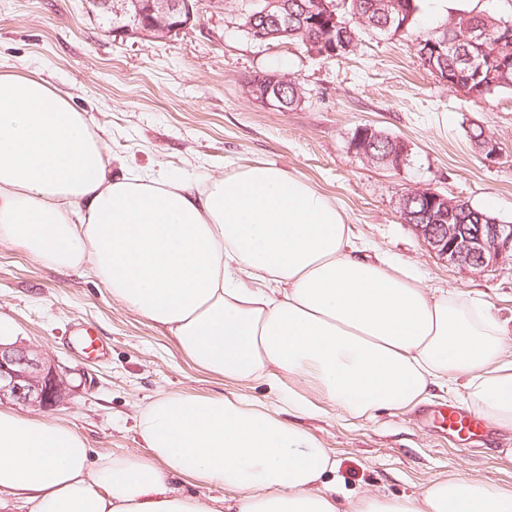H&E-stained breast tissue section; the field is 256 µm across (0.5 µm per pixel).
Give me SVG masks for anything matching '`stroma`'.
I'll list each match as a JSON object with an SVG mask.
<instances>
[{
	"mask_svg": "<svg viewBox=\"0 0 512 512\" xmlns=\"http://www.w3.org/2000/svg\"><path fill=\"white\" fill-rule=\"evenodd\" d=\"M242 0L214 11L199 0L195 23L179 37L119 39L93 19L87 0H0V71L35 74L86 112L102 134L113 174L177 175L189 182L245 164H272L306 179L343 211L357 242L408 265L427 288L457 289L512 318V259L465 274L438 259L400 218L399 201L431 188L512 223V93L476 102L431 74L417 58L416 39L435 35L448 15L430 0L409 33L360 29L342 58L310 55L297 43L258 45L239 26ZM299 82L304 100L284 112L250 92L255 75ZM373 125L409 146L399 169L377 166L350 145L357 126ZM500 142L490 163L475 151L469 127ZM0 317L17 342L53 359L72 390L53 410L26 415L70 426L94 455L146 456L136 434L140 410L165 393L236 396L265 405L310 432L336 460V485L346 495L419 494L448 477L479 479L512 492V468L494 449L512 448V431L451 436L425 423L423 410L461 406L454 383L423 407L347 416L322 388L303 377L291 385L314 410L295 414L264 380L236 381L194 364L177 341L114 299L90 273L49 267L24 248L0 242ZM88 325L106 349L82 351L74 334Z\"/></svg>",
	"mask_w": 512,
	"mask_h": 512,
	"instance_id": "obj_1",
	"label": "stroma"
}]
</instances>
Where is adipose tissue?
Returning a JSON list of instances; mask_svg holds the SVG:
<instances>
[{"instance_id": "adipose-tissue-1", "label": "adipose tissue", "mask_w": 512, "mask_h": 512, "mask_svg": "<svg viewBox=\"0 0 512 512\" xmlns=\"http://www.w3.org/2000/svg\"><path fill=\"white\" fill-rule=\"evenodd\" d=\"M88 269L210 373L267 380L298 410L306 375L353 416L418 405L464 379L465 403L512 430V326L437 295L356 244L336 204L266 164L200 184L112 173L87 113L38 77L0 72V242ZM147 457L105 455L70 427L0 410V512H512V493L448 478L416 497L344 502L336 461L236 397L165 394L141 411ZM179 476L223 489L203 499Z\"/></svg>"}]
</instances>
